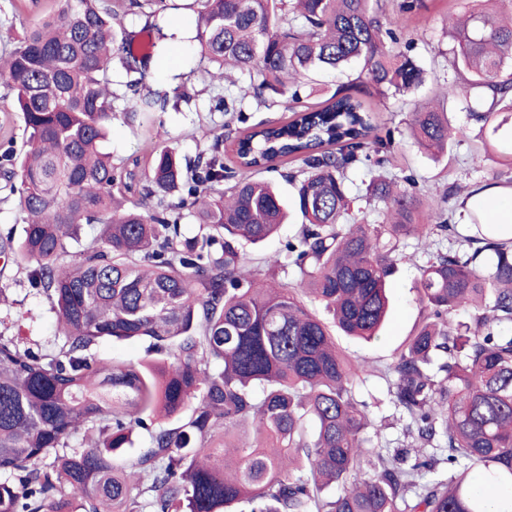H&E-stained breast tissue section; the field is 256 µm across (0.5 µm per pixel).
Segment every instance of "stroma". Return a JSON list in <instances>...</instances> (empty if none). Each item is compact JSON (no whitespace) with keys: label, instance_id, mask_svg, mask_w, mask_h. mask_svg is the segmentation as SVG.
Segmentation results:
<instances>
[{"label":"stroma","instance_id":"stroma-1","mask_svg":"<svg viewBox=\"0 0 512 512\" xmlns=\"http://www.w3.org/2000/svg\"><path fill=\"white\" fill-rule=\"evenodd\" d=\"M425 4L420 15L407 18L399 25L405 37L415 41L413 53L424 70V82L414 93L389 99L385 107L374 114L378 133L393 136L394 159L383 169L366 163L350 175L348 188L353 200L352 215L370 224L384 220L383 203H369L363 197L366 184L379 175L398 182L411 178L416 192L425 195L443 192L453 185L469 190L480 184L496 182L505 186L512 182V170L502 166L498 156L487 153L484 140L478 136V123L462 112L459 99L451 97L443 102L453 131L447 153L431 157L410 136V113L448 78L454 41L445 33L442 20L448 13L461 14L469 8V0H425ZM163 60L174 63L175 68L152 74L151 85L168 87L177 78L190 82L195 91L193 100L180 104L178 110L152 116V124L163 126L166 132L164 145L175 148L182 157L191 158L204 147L200 127L206 126L234 137L244 131L245 125L232 116L209 111V99L218 88L204 82L197 74L200 56L196 44L164 55ZM152 148L145 128L127 123L120 115L113 119L105 149L114 163L143 173L150 164ZM424 259L420 242L408 238L402 259L389 281L392 307L388 322L379 339L370 343L339 337V345L350 357L374 364L389 363L415 332L424 316L416 288L417 267ZM28 266V261L21 255L0 253V336L15 340L21 347L39 354L55 353L65 338L47 294L30 283Z\"/></svg>","mask_w":512,"mask_h":512}]
</instances>
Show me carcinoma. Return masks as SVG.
Instances as JSON below:
<instances>
[{
    "label": "carcinoma",
    "mask_w": 512,
    "mask_h": 512,
    "mask_svg": "<svg viewBox=\"0 0 512 512\" xmlns=\"http://www.w3.org/2000/svg\"><path fill=\"white\" fill-rule=\"evenodd\" d=\"M472 0L444 18L455 41L454 79L487 146L512 166V17ZM384 0H51L0 55L3 100L24 120L27 149L0 144L4 189L19 197L17 250L51 297L65 342L36 355L0 338V512H490L512 486V228L470 210L462 235L445 209L375 178L367 195L385 206L382 224H351L347 171L391 152L371 112L417 90L423 69L387 27ZM189 10L204 73L238 91L210 111L271 110L298 99L307 72L354 69L355 78L317 108L287 121L261 120L232 141L224 135L194 159L155 151L131 202L134 174L102 152L120 112L134 123L178 109L184 84L151 87L144 61L164 54V15ZM144 21L143 51L125 20ZM127 80H112V59ZM374 98L367 105L357 93ZM434 156L451 138L448 113L428 103L409 123ZM286 173L302 216L282 253L263 259L270 285L245 274L248 244L274 236L286 217L282 194L259 174ZM229 187H224V182ZM192 217L198 232L181 233ZM85 224L99 236L58 265ZM451 235L419 267L425 315L394 360L390 402L404 422L395 448L356 398L363 365L336 345L337 329L371 341L384 327L388 278L402 241ZM321 302L327 323L303 296ZM472 323L448 328V315ZM149 341V361L91 354L104 338ZM82 427L99 438L68 452ZM149 446L123 467L114 455L135 429ZM448 465V476L437 473ZM435 477L425 479V474ZM340 488L334 497L325 494Z\"/></svg>",
    "instance_id": "carcinoma-1"
}]
</instances>
